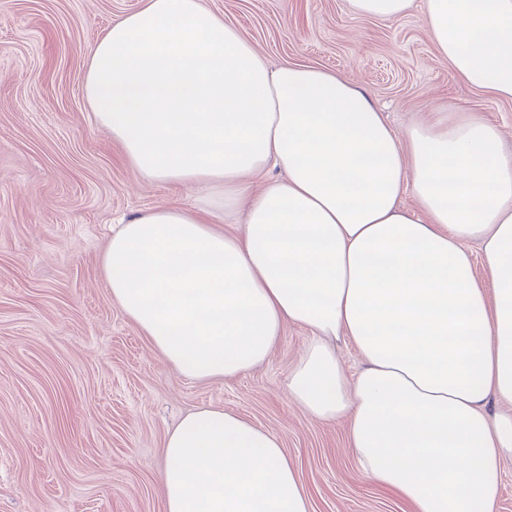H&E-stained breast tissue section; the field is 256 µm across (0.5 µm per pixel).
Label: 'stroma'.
Masks as SVG:
<instances>
[{"label":"stroma","instance_id":"35a3bbf8","mask_svg":"<svg viewBox=\"0 0 512 512\" xmlns=\"http://www.w3.org/2000/svg\"><path fill=\"white\" fill-rule=\"evenodd\" d=\"M271 65L352 75L396 132L432 102L482 115L512 152V101L464 84L423 22L347 0H203ZM144 0H0V512H163L166 433L208 405L279 435L313 512H409L361 471L346 426L289 403L308 333L286 326L240 377L185 378L114 304L99 271L113 225L196 191L140 180L84 96L89 47Z\"/></svg>","mask_w":512,"mask_h":512}]
</instances>
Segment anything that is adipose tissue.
Here are the masks:
<instances>
[{
  "label": "adipose tissue",
  "instance_id": "obj_1",
  "mask_svg": "<svg viewBox=\"0 0 512 512\" xmlns=\"http://www.w3.org/2000/svg\"><path fill=\"white\" fill-rule=\"evenodd\" d=\"M466 85L512 100V0H425ZM97 125L143 180L196 188L108 238L113 302L183 376L220 382L309 335L291 403L345 422L413 512H495L512 459V154L475 113L403 133L349 76L264 57L201 0H145L92 46ZM283 178L256 194L249 178ZM412 193L416 212L400 199ZM477 242L470 252L468 242ZM362 359L347 374L337 340ZM500 403L491 411V403ZM164 512H313L276 434L220 406L168 433Z\"/></svg>",
  "mask_w": 512,
  "mask_h": 512
}]
</instances>
